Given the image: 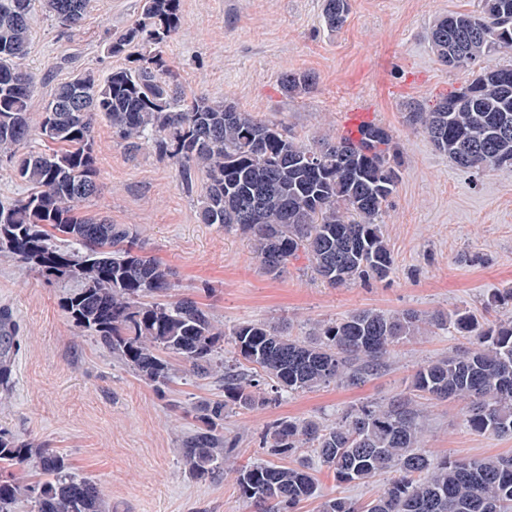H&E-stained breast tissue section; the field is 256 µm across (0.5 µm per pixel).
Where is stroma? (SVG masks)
<instances>
[{
    "instance_id": "1",
    "label": "stroma",
    "mask_w": 512,
    "mask_h": 512,
    "mask_svg": "<svg viewBox=\"0 0 512 512\" xmlns=\"http://www.w3.org/2000/svg\"><path fill=\"white\" fill-rule=\"evenodd\" d=\"M474 3L352 0L345 26L331 33L322 0H181L184 30L166 53L187 93L232 102L308 144L349 132L355 112L391 130L403 164L380 219L393 257L386 280L333 288L303 256L289 260L280 277L266 275L245 236L200 222L196 196L179 187L166 158L150 148L129 153L102 120L95 127L99 192L87 213L130 225L144 252L172 269L181 293L208 304L225 329L285 321L300 337L312 322L365 307L484 315L512 288V169H460L403 118L408 100L430 108L467 81V72L437 61L426 33L438 17ZM140 6L93 0L72 28L36 14L25 59L37 80L33 111L73 73L104 76L121 66V58L106 54L105 39L131 24ZM287 70L311 73L316 83L309 92L284 94L278 77ZM71 289L0 254V307L10 308L19 326L12 388L0 391V427L66 455L96 484L108 512H253L232 476L196 481L182 454L192 424L183 409L215 397V384L180 372L157 394L97 337L73 327L60 306ZM495 314L512 319V303L496 305ZM462 342L439 331L395 346L385 370L365 385L332 384L275 407L237 411L225 419L224 436L238 463L263 458L259 442L270 421L332 423L346 409L407 392L418 366ZM425 414V446L435 456L512 455V438L466 427L461 403L429 400ZM295 458L312 462L317 481L300 512H318L324 498L338 493L364 502L378 488L337 484L310 449Z\"/></svg>"
}]
</instances>
